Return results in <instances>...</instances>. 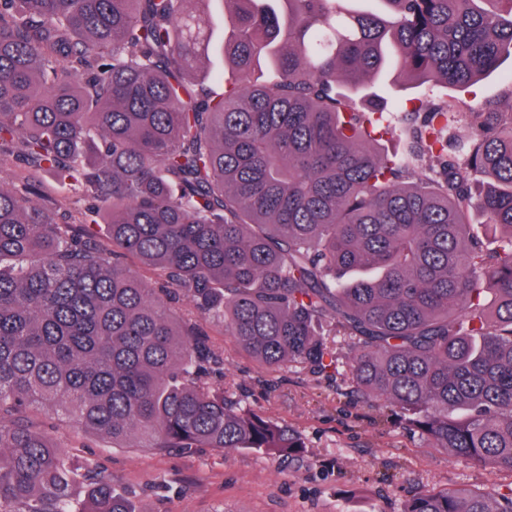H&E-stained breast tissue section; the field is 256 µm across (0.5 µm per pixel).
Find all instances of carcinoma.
<instances>
[{"label": "carcinoma", "mask_w": 512, "mask_h": 512, "mask_svg": "<svg viewBox=\"0 0 512 512\" xmlns=\"http://www.w3.org/2000/svg\"><path fill=\"white\" fill-rule=\"evenodd\" d=\"M352 2L0 0V164L24 170L0 185V512H135L30 409L114 448L303 447L207 384L224 358L120 255L270 370L332 378L330 337H349L363 403L512 473V89L357 102L387 67L475 85L512 57V0ZM213 53L231 75L203 72ZM402 512H512V494ZM45 185V191L46 193L52 197L58 205L62 207V209H67L70 211L71 224H82L84 221V211L89 206L88 203H78L74 204L73 199L70 197V194H68L65 190H62L57 187L54 180L51 177H46L44 180Z\"/></svg>", "instance_id": "cac0c4a2"}]
</instances>
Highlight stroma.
Wrapping results in <instances>:
<instances>
[{
  "label": "stroma",
  "mask_w": 512,
  "mask_h": 512,
  "mask_svg": "<svg viewBox=\"0 0 512 512\" xmlns=\"http://www.w3.org/2000/svg\"><path fill=\"white\" fill-rule=\"evenodd\" d=\"M369 83L391 105L443 91L432 82H405L394 72ZM167 303L180 322L223 353L224 367L209 382L287 426L306 448L296 457L115 448L68 419L40 415L54 443L84 467L111 473L137 512H401L407 498L428 490L512 492V473H493L431 447L399 415L362 404L346 375L325 381L300 366L269 370L236 348L185 296Z\"/></svg>",
  "instance_id": "1"
}]
</instances>
